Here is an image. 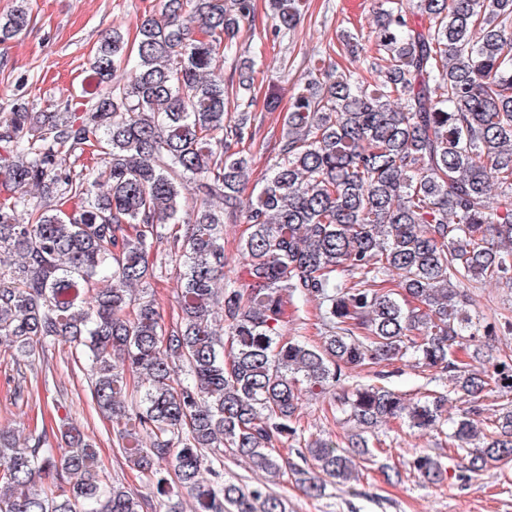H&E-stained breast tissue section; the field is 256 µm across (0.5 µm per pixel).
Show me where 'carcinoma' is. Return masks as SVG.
Returning a JSON list of instances; mask_svg holds the SVG:
<instances>
[{
    "mask_svg": "<svg viewBox=\"0 0 512 512\" xmlns=\"http://www.w3.org/2000/svg\"><path fill=\"white\" fill-rule=\"evenodd\" d=\"M273 38L296 31L302 0H270ZM371 51L340 39L353 66L323 59L300 79L279 160L243 198L252 112L231 116L224 61L254 0H162L138 25L135 75L114 30L90 63L81 121L71 99L50 112L0 116V344L18 375L58 342L73 345L88 396L109 415L118 452L171 502L198 512H287L262 484L224 480V455L271 482L291 477L318 498L327 480L374 461L370 441L400 420L443 431L465 470L512 462V401L485 417L481 398L512 394V360L468 338L491 331L469 313L472 281L512 288V0H375ZM29 22L0 17V45ZM236 96L253 105L255 69L237 59ZM105 140L88 175L66 161ZM45 204L31 206L30 189ZM243 218V283H224V221ZM176 243L181 320L166 326L151 295L154 242ZM108 278L106 288L98 282ZM394 281L396 289L380 284ZM316 302L323 336L288 335V310ZM411 359L451 389L416 400L382 383L346 382L352 366ZM337 398L347 445L276 450L299 435L304 395ZM468 407L443 417L452 398ZM65 445L0 431V512H148L150 502L101 468L94 440L58 418ZM410 469L430 484L447 469L428 453Z\"/></svg>",
    "mask_w": 512,
    "mask_h": 512,
    "instance_id": "carcinoma-1",
    "label": "carcinoma"
}]
</instances>
